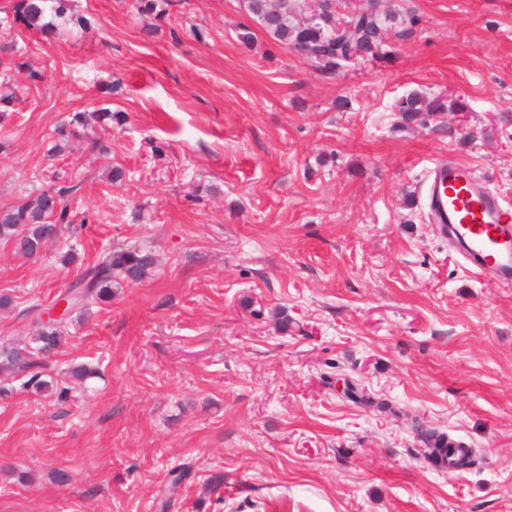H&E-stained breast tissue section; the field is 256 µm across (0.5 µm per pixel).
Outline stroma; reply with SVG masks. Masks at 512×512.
Segmentation results:
<instances>
[{
    "instance_id": "obj_1",
    "label": "stroma",
    "mask_w": 512,
    "mask_h": 512,
    "mask_svg": "<svg viewBox=\"0 0 512 512\" xmlns=\"http://www.w3.org/2000/svg\"><path fill=\"white\" fill-rule=\"evenodd\" d=\"M12 3L37 77L0 85V208L56 183L72 222L36 259L0 240V343L103 252L157 266L70 314L42 368L65 400L0 377V512H512V288L423 189L444 158L512 201V0H380L410 34L333 71L245 0H67L56 34ZM411 93L465 109L408 125ZM419 421L473 465L425 458Z\"/></svg>"
}]
</instances>
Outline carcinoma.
Instances as JSON below:
<instances>
[{"label": "carcinoma", "mask_w": 512, "mask_h": 512, "mask_svg": "<svg viewBox=\"0 0 512 512\" xmlns=\"http://www.w3.org/2000/svg\"><path fill=\"white\" fill-rule=\"evenodd\" d=\"M49 0H17L13 4L14 20L36 31L54 26L45 20ZM248 12L274 39L298 55L310 60L318 69L334 71L354 59L376 57L381 54V31L398 23V17L386 12H366L354 9L338 13L329 0H319L308 18L296 14L295 0H246ZM464 111L465 106L453 99L427 100L415 93L401 99L397 111L407 124L418 123L429 112ZM65 188L53 187L37 197L0 208V239L11 240L15 251L26 258L37 256L43 245L59 232V225L70 223L66 207L61 205ZM154 266L148 251L119 248L105 253L94 264L81 272L78 282L87 288L80 292L76 302L86 306L111 294L114 286L123 282L143 281ZM61 322H48L34 338V345L0 346V372L7 375H25L23 386L36 394L52 390L42 379L41 363L64 343ZM424 444V455L436 460L448 458V437L417 425Z\"/></svg>", "instance_id": "carcinoma-1"}]
</instances>
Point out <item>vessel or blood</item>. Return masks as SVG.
<instances>
[{
	"label": "vessel or blood",
	"instance_id": "b4317fda",
	"mask_svg": "<svg viewBox=\"0 0 512 512\" xmlns=\"http://www.w3.org/2000/svg\"><path fill=\"white\" fill-rule=\"evenodd\" d=\"M432 223L454 242L473 273L512 288V202L464 164L437 160L425 173Z\"/></svg>",
	"mask_w": 512,
	"mask_h": 512
}]
</instances>
